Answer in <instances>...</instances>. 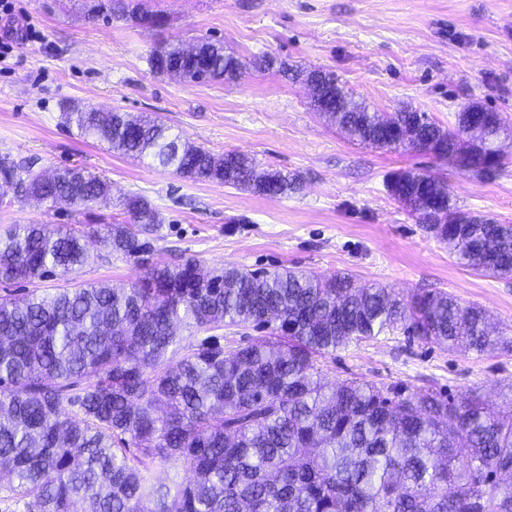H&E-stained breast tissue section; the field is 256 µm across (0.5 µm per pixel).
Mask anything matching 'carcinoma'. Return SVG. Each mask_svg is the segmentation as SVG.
<instances>
[{"mask_svg":"<svg viewBox=\"0 0 512 512\" xmlns=\"http://www.w3.org/2000/svg\"><path fill=\"white\" fill-rule=\"evenodd\" d=\"M181 44L151 52L157 74L208 83L238 77L221 42L202 41L205 69ZM314 106L353 140L408 149L491 176L506 167L496 130L472 132L463 107L455 127L403 107L371 112L330 72L307 75ZM63 124L178 176L270 197L300 190L301 176L258 170L242 151L215 155L156 119L67 108ZM0 184L88 209L110 197L107 179L82 168L45 176L0 160ZM416 223L457 263L512 277V224L486 215L450 224L448 185L413 169L387 183ZM125 221L105 225L108 255L153 250L158 212L142 196L120 202ZM96 224H19L0 237V283L69 280L85 266ZM198 260L156 263L128 288L89 284L0 296V473L27 512H512V418L471 390L406 394L353 379L321 381L319 359L351 342L401 329L426 342L484 354L501 344L485 313L444 293L405 299L348 274L224 268L219 286L195 278ZM293 326L284 336L266 317ZM267 330L232 351L211 332ZM205 333L183 346L178 330ZM190 473L169 487L159 465Z\"/></svg>","mask_w":512,"mask_h":512,"instance_id":"1","label":"carcinoma"}]
</instances>
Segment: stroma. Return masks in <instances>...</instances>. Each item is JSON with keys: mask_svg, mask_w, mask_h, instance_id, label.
Here are the masks:
<instances>
[{"mask_svg": "<svg viewBox=\"0 0 512 512\" xmlns=\"http://www.w3.org/2000/svg\"><path fill=\"white\" fill-rule=\"evenodd\" d=\"M9 2L0 11V40L13 47L0 54V159L37 171L83 167L111 182L112 199L83 210L0 189V234L13 224H109L121 217L120 200L139 194L159 214L154 253L96 259L75 284L128 287L150 264L192 256L208 271L296 266L349 272L404 297L441 291L481 307L503 344L479 355L398 329L337 349L321 363L325 382L474 390L495 403L512 392V279L454 263L385 187L394 171H430L461 214L512 223V164L487 178L425 151L351 140L294 76L333 72L372 110L410 104L444 127L476 102L512 127V0H138L163 17L160 26L113 18L112 0ZM177 40L222 42L241 61L240 75L189 84L154 74L151 52ZM262 56L274 66L256 67ZM69 106L160 117L213 153L244 150L261 168L299 173L301 189L268 197L180 177L66 127Z\"/></svg>", "mask_w": 512, "mask_h": 512, "instance_id": "35a3bbf8", "label": "stroma"}]
</instances>
